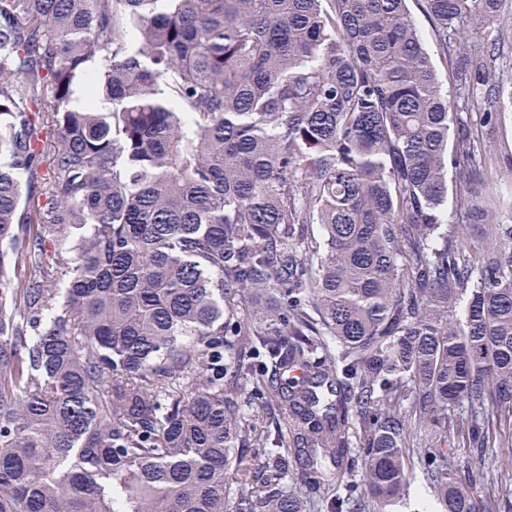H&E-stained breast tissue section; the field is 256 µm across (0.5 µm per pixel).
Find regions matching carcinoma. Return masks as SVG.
<instances>
[{"mask_svg":"<svg viewBox=\"0 0 512 512\" xmlns=\"http://www.w3.org/2000/svg\"><path fill=\"white\" fill-rule=\"evenodd\" d=\"M419 2L452 100L407 0H0V512H303L354 444L365 512L427 453L479 512L439 446L512 447V0ZM507 158L512 159V114L506 115L494 133L486 158L490 192L500 198V215L505 219L512 211L508 208L510 198L512 200V167H505ZM288 490L292 491L304 502V512H323L320 511V500L326 495L327 488L310 489L301 484L296 479H288Z\"/></svg>","mask_w":512,"mask_h":512,"instance_id":"1","label":"carcinoma"}]
</instances>
